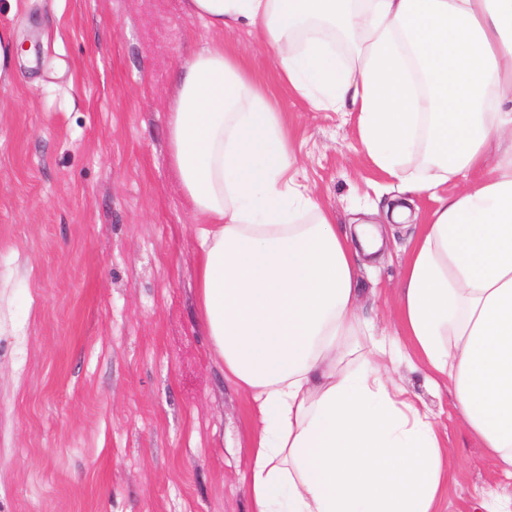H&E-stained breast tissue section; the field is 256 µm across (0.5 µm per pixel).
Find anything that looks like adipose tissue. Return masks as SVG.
<instances>
[{"label": "adipose tissue", "instance_id": "adipose-tissue-1", "mask_svg": "<svg viewBox=\"0 0 512 512\" xmlns=\"http://www.w3.org/2000/svg\"><path fill=\"white\" fill-rule=\"evenodd\" d=\"M221 33L261 28L314 109L354 112L373 164L427 214L403 269L402 330L433 389L512 477V0H185ZM346 35L343 58L322 25ZM170 161L198 227L210 355L248 393L251 512H438L448 452L359 313L357 260L380 244L288 177L282 113L224 44L175 74ZM421 148L427 165L406 175ZM471 178L453 196L440 187ZM313 213L295 223L298 211Z\"/></svg>", "mask_w": 512, "mask_h": 512}]
</instances>
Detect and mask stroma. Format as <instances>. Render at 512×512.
<instances>
[{
	"instance_id": "stroma-1",
	"label": "stroma",
	"mask_w": 512,
	"mask_h": 512,
	"mask_svg": "<svg viewBox=\"0 0 512 512\" xmlns=\"http://www.w3.org/2000/svg\"><path fill=\"white\" fill-rule=\"evenodd\" d=\"M28 40L0 75V512H250L249 396L209 354L196 309V224L169 159L174 72L223 40L268 88L294 181L337 223L381 225L360 261L375 336L402 338L407 223L352 112L312 110L260 29L217 35L184 0H0ZM389 374L434 415L451 477L442 512H482L512 479L418 364Z\"/></svg>"
}]
</instances>
